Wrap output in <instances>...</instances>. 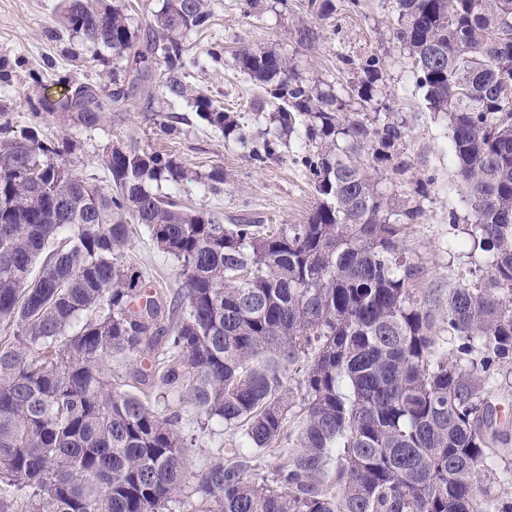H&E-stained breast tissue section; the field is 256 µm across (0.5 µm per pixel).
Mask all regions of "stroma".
I'll use <instances>...</instances> for the list:
<instances>
[{"instance_id":"35a3bbf8","label":"stroma","mask_w":512,"mask_h":512,"mask_svg":"<svg viewBox=\"0 0 512 512\" xmlns=\"http://www.w3.org/2000/svg\"><path fill=\"white\" fill-rule=\"evenodd\" d=\"M61 0H0V58L6 60L9 81L15 93L9 103L14 131L40 128L44 135H68L76 150L70 160L80 172L105 181L101 155L106 147L136 143L145 150L175 155L187 168L205 171L224 169V190L214 195L191 187L188 203L194 209L216 212L225 223L246 222L275 230L287 224L306 223L318 204V196L302 169L295 163V147L280 146L277 153L259 162L248 156L234 140L225 138L191 112L186 102L171 111L151 112L136 107L128 112L103 113L92 128L77 126L64 114L36 117L28 104L41 90L62 96L70 84L110 83L106 66L94 61L91 43L72 37L56 21ZM215 21L211 31L193 39L195 51L223 48L224 63L209 71H195L186 81L211 92L248 122L257 140L271 138L269 115L276 109L252 111L260 89L234 65L237 50H274L293 59L304 76L337 77L341 55L385 56L386 102L397 118L406 121L409 135L399 147L410 169L398 192L401 204L419 207L423 216L406 230V255L420 277L419 294L432 309L448 299L450 289L467 283L471 264L466 255L448 250L449 241L467 240L470 211L457 186L456 159L450 131L442 115L430 112L424 93L416 88L411 61L391 39L396 20L394 0H361L349 8L335 0L336 10L324 21L326 39L317 57L298 48L288 29L301 13V0H263L264 9L245 15L243 0H211ZM176 131H168V124ZM125 262L133 265L158 288L171 292L180 284L178 264L164 254L145 229L130 227Z\"/></svg>"}]
</instances>
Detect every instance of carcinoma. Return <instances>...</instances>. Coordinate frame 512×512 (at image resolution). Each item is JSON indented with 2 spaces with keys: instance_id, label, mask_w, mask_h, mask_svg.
Instances as JSON below:
<instances>
[{
  "instance_id": "cac0c4a2",
  "label": "carcinoma",
  "mask_w": 512,
  "mask_h": 512,
  "mask_svg": "<svg viewBox=\"0 0 512 512\" xmlns=\"http://www.w3.org/2000/svg\"><path fill=\"white\" fill-rule=\"evenodd\" d=\"M334 8L304 0L314 21L289 34L315 50ZM396 8L392 39L448 119L471 208L468 239L448 249L478 269L448 292L444 342L403 247L422 213L396 198L408 128L382 99L385 58L339 57L337 91L278 52L236 54L263 90L252 109L280 102L276 139L314 147L299 161L318 205L271 233L183 202L192 182L221 191L222 167L192 175L132 142L103 152L100 185L65 159L69 136H17L0 103V322L13 329L0 342V512H512L495 486L478 488L494 462L490 394L512 359V0ZM58 21L112 51L110 104L83 82L29 101L34 114L93 126L137 98L185 101L254 159L275 152L184 82L222 62L188 42L212 26L210 0H163L143 36L117 0H65ZM131 224L179 264L174 292L123 261ZM185 404L203 415L196 434L180 426ZM214 420L240 438L191 471ZM283 442V461L259 474Z\"/></svg>"
}]
</instances>
